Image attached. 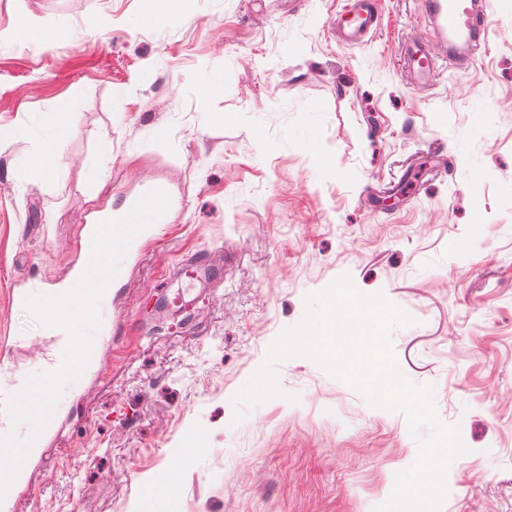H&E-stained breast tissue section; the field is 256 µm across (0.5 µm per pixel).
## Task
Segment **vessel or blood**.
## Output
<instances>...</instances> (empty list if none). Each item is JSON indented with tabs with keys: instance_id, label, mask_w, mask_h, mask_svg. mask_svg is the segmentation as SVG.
<instances>
[{
	"instance_id": "1",
	"label": "vessel or blood",
	"mask_w": 512,
	"mask_h": 512,
	"mask_svg": "<svg viewBox=\"0 0 512 512\" xmlns=\"http://www.w3.org/2000/svg\"><path fill=\"white\" fill-rule=\"evenodd\" d=\"M423 12L431 23L437 39L448 52V61L457 69H468L476 55L489 41L486 13L477 0H421ZM377 23L372 0H355L336 16V27L341 36L351 45H361L374 30ZM403 65L412 82L418 88L431 85L438 73V63L430 45L418 38L409 39L403 46ZM94 225L86 224L76 244L77 258L68 272L54 281L19 277L11 285V298L16 306H25L32 297L59 296L71 291L86 271V258L93 253ZM154 234L153 228H146L137 234L129 245V256L123 257L116 275L105 290L99 306L100 326L91 337V350L80 374L65 380L58 392L55 415H62L72 409L73 398L88 377L101 371V350L112 345L115 335L112 329L113 290L121 285L131 262L130 255L138 251L142 243ZM220 269L211 267L202 259H191L183 265L176 279L174 290L162 291L161 308L170 315L191 314L198 302L205 296L206 285L223 282ZM50 346L40 357L25 366H17L0 357V434L10 427V405L13 397L21 392L30 376L48 375L60 372L71 335L66 328L48 326L44 329Z\"/></svg>"
}]
</instances>
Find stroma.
I'll list each match as a JSON object with an SVG mask.
<instances>
[{
	"label": "stroma",
	"instance_id": "1",
	"mask_svg": "<svg viewBox=\"0 0 512 512\" xmlns=\"http://www.w3.org/2000/svg\"><path fill=\"white\" fill-rule=\"evenodd\" d=\"M140 2L0 0V30L47 24L0 43V336L27 339L14 363L47 348L14 279L62 274L82 225L131 189L163 180L183 201L135 258L119 348L28 459L14 512H166L143 498L161 470L179 512H373L419 450L404 414L293 356L274 364L280 396L231 422L305 296L345 274L409 314L399 368L460 427L441 512H512V0H492L487 50L423 90L401 62L429 34L420 0H379L353 47L332 30L347 0H160L180 25L133 24ZM47 113L64 133L34 177ZM194 254L223 263V284L158 320ZM194 433L201 451L181 457Z\"/></svg>",
	"mask_w": 512,
	"mask_h": 512
}]
</instances>
